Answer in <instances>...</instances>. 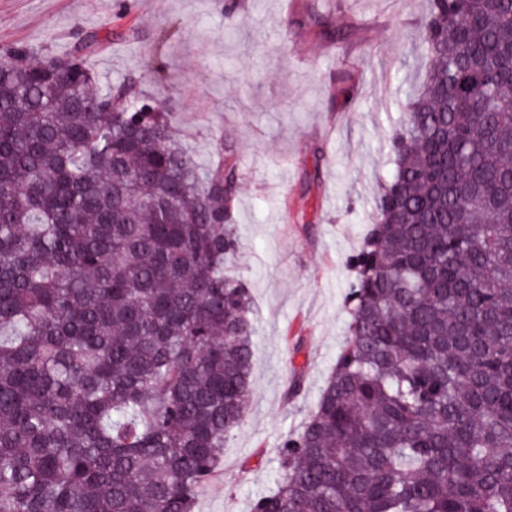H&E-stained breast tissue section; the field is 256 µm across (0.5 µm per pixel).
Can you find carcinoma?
<instances>
[{"label":"carcinoma","mask_w":512,"mask_h":512,"mask_svg":"<svg viewBox=\"0 0 512 512\" xmlns=\"http://www.w3.org/2000/svg\"><path fill=\"white\" fill-rule=\"evenodd\" d=\"M351 320L251 512H512V0H427ZM100 39L0 51V512H195L253 392L232 146Z\"/></svg>","instance_id":"1"}]
</instances>
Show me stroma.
Masks as SVG:
<instances>
[{
	"label": "stroma",
	"instance_id": "35a3bbf8",
	"mask_svg": "<svg viewBox=\"0 0 512 512\" xmlns=\"http://www.w3.org/2000/svg\"><path fill=\"white\" fill-rule=\"evenodd\" d=\"M0 0V46L61 54L76 30L102 36L89 65L128 74L172 110L197 158L231 142L240 169V247L227 264L254 301V390L197 512H249L268 494L283 437L298 432L347 334L344 302L381 183L393 173V122L415 72L395 68L418 36L425 0ZM330 14L354 39L310 30ZM358 99L343 108L338 88Z\"/></svg>",
	"mask_w": 512,
	"mask_h": 512
}]
</instances>
